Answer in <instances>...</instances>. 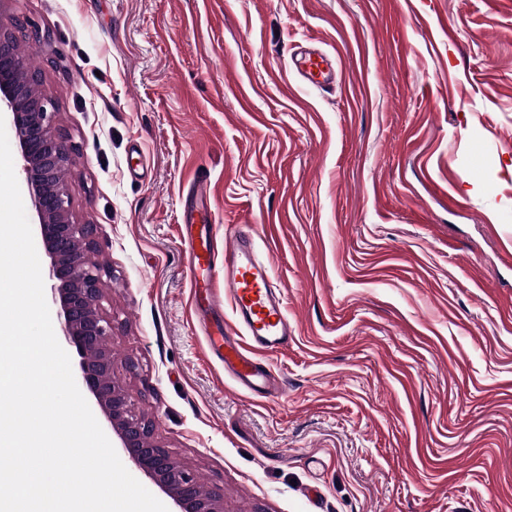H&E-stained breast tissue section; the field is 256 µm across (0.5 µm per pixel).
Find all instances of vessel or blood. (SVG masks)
<instances>
[{"label": "vessel or blood", "instance_id": "b4317fda", "mask_svg": "<svg viewBox=\"0 0 512 512\" xmlns=\"http://www.w3.org/2000/svg\"><path fill=\"white\" fill-rule=\"evenodd\" d=\"M292 63L303 84L321 90L332 85L328 56L301 49L294 52ZM182 236L194 277L209 266L216 239H223V287L208 285L195 293L197 309L216 318L207 334L208 349L237 387L257 396H271L263 357L284 347L292 329L282 296L272 282L270 265L259 253L254 226L235 224L219 235L214 225L196 223L187 213ZM228 306L233 309L229 318L224 315Z\"/></svg>", "mask_w": 512, "mask_h": 512}]
</instances>
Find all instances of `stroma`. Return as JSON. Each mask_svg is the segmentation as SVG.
Instances as JSON below:
<instances>
[{
    "instance_id": "35a3bbf8",
    "label": "stroma",
    "mask_w": 512,
    "mask_h": 512,
    "mask_svg": "<svg viewBox=\"0 0 512 512\" xmlns=\"http://www.w3.org/2000/svg\"><path fill=\"white\" fill-rule=\"evenodd\" d=\"M49 41L113 371L224 512H512V0H0ZM337 80L304 87L290 51ZM259 241L281 391L225 376L183 212Z\"/></svg>"
}]
</instances>
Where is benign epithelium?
Instances as JSON below:
<instances>
[{"label": "benign epithelium", "mask_w": 512, "mask_h": 512, "mask_svg": "<svg viewBox=\"0 0 512 512\" xmlns=\"http://www.w3.org/2000/svg\"><path fill=\"white\" fill-rule=\"evenodd\" d=\"M16 18L0 23V110L10 114L20 170L35 212L37 235L49 259L51 300L58 305L64 343L77 358L76 376L95 401L131 465L174 503L175 512H224V498L203 493L195 477L152 439L112 372V320L102 313V288L109 271L97 258L95 226L80 224L62 173L73 163V147L56 125L57 112L42 91V74L24 65L17 52Z\"/></svg>", "instance_id": "7a95c632"}]
</instances>
